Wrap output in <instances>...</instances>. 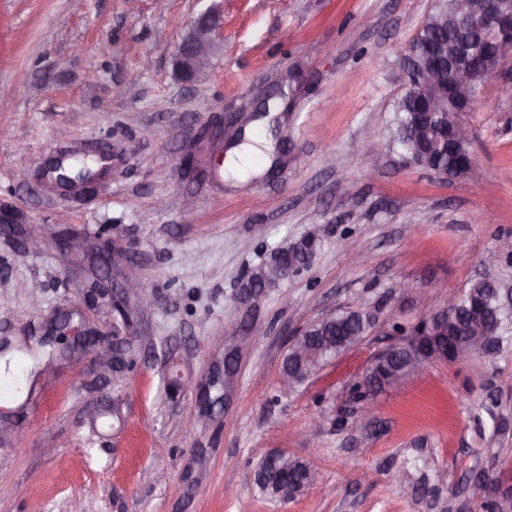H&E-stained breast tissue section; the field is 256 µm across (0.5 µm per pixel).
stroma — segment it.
I'll return each mask as SVG.
<instances>
[{"instance_id":"obj_1","label":"stroma","mask_w":512,"mask_h":512,"mask_svg":"<svg viewBox=\"0 0 512 512\" xmlns=\"http://www.w3.org/2000/svg\"><path fill=\"white\" fill-rule=\"evenodd\" d=\"M433 0H223L224 49L208 77L181 84V27L211 0H0V208L37 236L0 237V345L21 358V397H0V512H431L395 476L415 465L450 497L473 468L512 478V345L434 363L374 398L375 428L346 421L376 355L443 306L445 294L512 264L482 257L512 236V101L490 78L461 115L476 164L459 180L386 150L407 48ZM141 71L122 95L113 88ZM272 96L274 149L259 174L211 177L213 146L193 129L235 122ZM382 147L379 171L354 155ZM102 146L93 196L48 186L67 149ZM28 171L19 184L18 167ZM324 234L310 266L248 307L234 299L264 251ZM364 251L349 262L345 238ZM111 240L101 267L96 247ZM137 263L151 304L130 324L93 292ZM406 290H398L399 282ZM364 299L375 327L295 392L279 384L305 324ZM120 337L123 372L98 349L47 357L34 344L58 316ZM244 353L224 405L194 383ZM188 384L179 391L170 374ZM310 463L321 480L285 504L254 484L258 450Z\"/></svg>"}]
</instances>
